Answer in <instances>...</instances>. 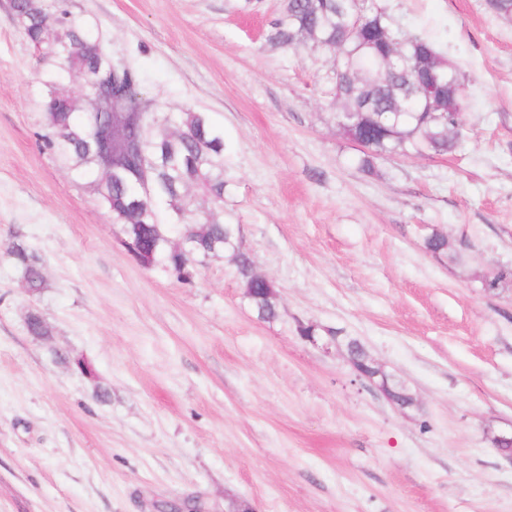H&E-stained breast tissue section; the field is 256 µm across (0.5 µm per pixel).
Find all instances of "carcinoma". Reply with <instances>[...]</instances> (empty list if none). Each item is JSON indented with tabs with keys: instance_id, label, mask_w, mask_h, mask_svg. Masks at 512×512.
I'll return each instance as SVG.
<instances>
[{
	"instance_id": "obj_1",
	"label": "carcinoma",
	"mask_w": 512,
	"mask_h": 512,
	"mask_svg": "<svg viewBox=\"0 0 512 512\" xmlns=\"http://www.w3.org/2000/svg\"><path fill=\"white\" fill-rule=\"evenodd\" d=\"M26 38L48 64L43 72L48 91L43 99L46 147L69 160L72 170L92 179L95 192L122 226L128 253H154L160 266L189 282L191 261L232 251L244 288L254 289L252 304L263 319L277 315V300L267 297L273 283L258 277L241 251L236 227L224 221V137L202 112L163 111L144 90L134 68L112 65L101 53L97 26L67 13L51 12L47 0H11ZM378 10L373 0H284L270 24L267 41L279 47L312 42L329 52L339 69L335 87L336 126L353 142H364L361 170L370 173L386 154L421 157L456 148L460 116L467 105L450 97L426 103L413 83L429 78L417 66L425 47L422 36L404 37L401 51H391L376 29L365 27L345 49L336 38L354 17ZM84 79L82 96L60 86L72 76ZM425 248L444 254L453 245L435 234ZM17 270L27 292L47 288L44 260L20 239L0 252ZM28 334L51 335L42 316L27 319Z\"/></svg>"
}]
</instances>
